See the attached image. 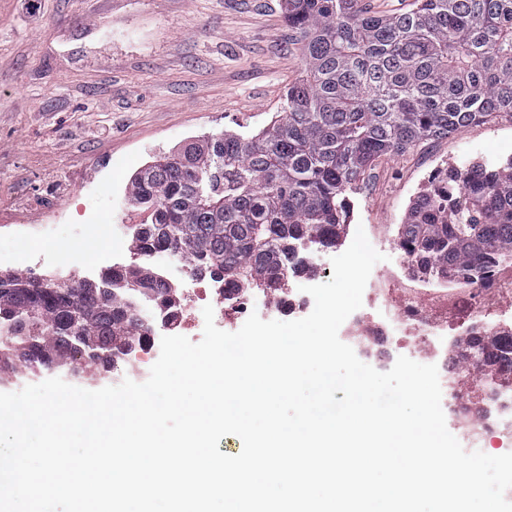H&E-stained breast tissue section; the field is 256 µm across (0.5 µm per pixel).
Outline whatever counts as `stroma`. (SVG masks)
<instances>
[{"label": "stroma", "mask_w": 512, "mask_h": 512, "mask_svg": "<svg viewBox=\"0 0 512 512\" xmlns=\"http://www.w3.org/2000/svg\"><path fill=\"white\" fill-rule=\"evenodd\" d=\"M305 62L282 0H0V254L79 234L97 203L107 224L145 223L126 201L133 173L199 137L256 131L282 112ZM512 122L473 124L381 160L351 193L345 232L317 261L322 281L358 225L404 223L431 170L506 160Z\"/></svg>", "instance_id": "35a3bbf8"}]
</instances>
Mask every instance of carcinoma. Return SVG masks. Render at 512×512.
Here are the masks:
<instances>
[{"label": "carcinoma", "instance_id": "obj_1", "mask_svg": "<svg viewBox=\"0 0 512 512\" xmlns=\"http://www.w3.org/2000/svg\"><path fill=\"white\" fill-rule=\"evenodd\" d=\"M283 2L305 60L284 112L254 134L158 155L128 183V201L148 213L133 225V254L177 251L190 275L222 279L231 294L314 273L305 246H336L348 194L384 157L512 118V0H411L389 12L369 0ZM473 169L467 180L439 170L411 203L397 245L413 278L479 282L512 263V158ZM50 277L60 284L48 290L31 272H0L1 381L110 378L153 330L133 304L181 301L137 258L94 279ZM449 363L456 428L472 439L498 412L490 391H512V332L473 329Z\"/></svg>", "mask_w": 512, "mask_h": 512}]
</instances>
